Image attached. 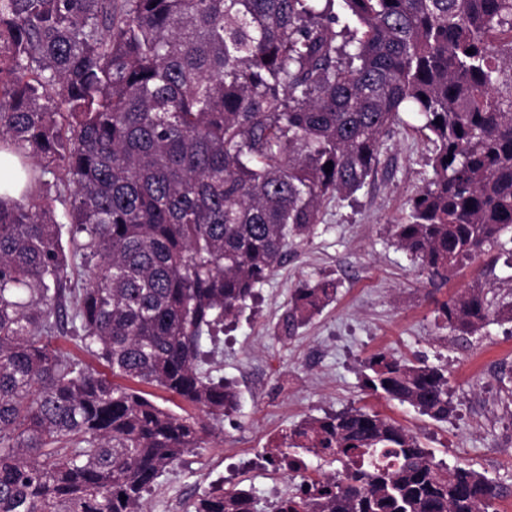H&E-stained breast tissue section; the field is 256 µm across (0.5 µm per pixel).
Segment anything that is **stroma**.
Here are the masks:
<instances>
[{
  "mask_svg": "<svg viewBox=\"0 0 512 512\" xmlns=\"http://www.w3.org/2000/svg\"><path fill=\"white\" fill-rule=\"evenodd\" d=\"M432 152L423 134L398 127L368 184L352 197L326 200L310 241L291 250L238 320L225 325L211 369L235 385L239 406L158 478L145 495L148 512H170L175 498L180 512H190L200 493L240 478L249 481L256 512H271L260 458L301 421L360 407L396 420L445 465L484 473L501 492L494 512H512V322H492L464 344L441 327L437 312L475 284L494 300H512V267L492 248L433 281L394 243L396 224L432 175ZM305 281L335 283V299L293 336L276 335ZM377 352L446 370L447 420L366 395L364 361Z\"/></svg>",
  "mask_w": 512,
  "mask_h": 512,
  "instance_id": "1",
  "label": "stroma"
}]
</instances>
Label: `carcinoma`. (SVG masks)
I'll return each instance as SVG.
<instances>
[{"instance_id": "carcinoma-1", "label": "carcinoma", "mask_w": 512, "mask_h": 512, "mask_svg": "<svg viewBox=\"0 0 512 512\" xmlns=\"http://www.w3.org/2000/svg\"><path fill=\"white\" fill-rule=\"evenodd\" d=\"M403 112L435 153L396 245L444 278L512 233V0H0V168L27 179L0 195V512H144L238 408L204 341L324 201L367 184ZM335 292L297 288L277 334ZM440 314L466 341L512 322V302L475 287ZM68 326L111 375L58 353ZM364 367L367 394L448 419L443 369L385 352ZM276 451L342 473L275 512H489L500 496L363 408L307 419ZM251 501L214 490L192 512ZM139 388H141L146 393L151 394V396H148L149 398L156 401L158 404L171 409L177 415H181V416L192 415V416H197V417H200L201 419L207 420V418L202 413H200L197 409H195L194 407L190 406L189 404L183 402L182 400H180L177 397H172L171 395H169L163 391H160L156 388H153V387L141 385V386H139Z\"/></svg>"}]
</instances>
